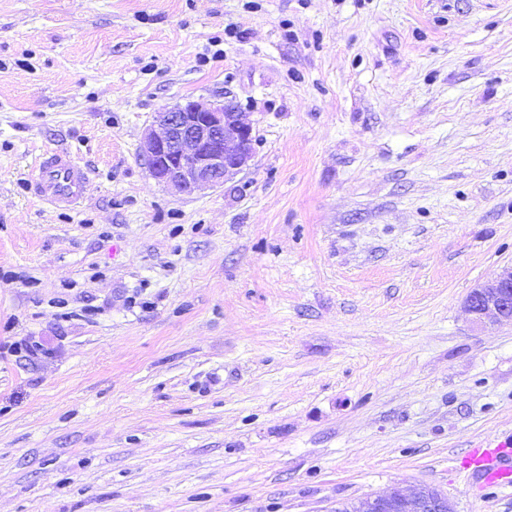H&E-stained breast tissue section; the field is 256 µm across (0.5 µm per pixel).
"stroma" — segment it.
Returning a JSON list of instances; mask_svg holds the SVG:
<instances>
[{
  "mask_svg": "<svg viewBox=\"0 0 512 512\" xmlns=\"http://www.w3.org/2000/svg\"><path fill=\"white\" fill-rule=\"evenodd\" d=\"M227 93L249 167L159 184L155 113ZM509 264L512 0H0V512H512L460 466L512 440L464 309ZM29 192L57 211H72L86 198L89 178L70 153L43 149L34 163ZM336 512H455L448 497L440 491L421 487L409 493L393 489L385 494H370L355 502L341 504Z\"/></svg>",
  "mask_w": 512,
  "mask_h": 512,
  "instance_id": "35a3bbf8",
  "label": "stroma"
}]
</instances>
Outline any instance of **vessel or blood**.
Segmentation results:
<instances>
[{"label": "vessel or blood", "mask_w": 512, "mask_h": 512, "mask_svg": "<svg viewBox=\"0 0 512 512\" xmlns=\"http://www.w3.org/2000/svg\"><path fill=\"white\" fill-rule=\"evenodd\" d=\"M30 193L53 209L71 211L85 199L89 178L70 153L63 149L43 150L34 163ZM464 471L480 477L487 485H512V455L504 445L470 449L463 457Z\"/></svg>", "instance_id": "b4317fda"}]
</instances>
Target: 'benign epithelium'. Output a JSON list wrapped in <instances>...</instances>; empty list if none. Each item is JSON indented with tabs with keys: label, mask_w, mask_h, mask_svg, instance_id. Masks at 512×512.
I'll return each mask as SVG.
<instances>
[{
	"label": "benign epithelium",
	"mask_w": 512,
	"mask_h": 512,
	"mask_svg": "<svg viewBox=\"0 0 512 512\" xmlns=\"http://www.w3.org/2000/svg\"><path fill=\"white\" fill-rule=\"evenodd\" d=\"M253 127L228 94L207 107L188 100L157 112L147 128L140 155L158 182L191 194L224 182L253 158ZM464 308L476 323L512 325V265L474 287ZM336 512H455L440 491L421 487L409 493L393 489L370 494Z\"/></svg>",
	"instance_id": "1"
}]
</instances>
